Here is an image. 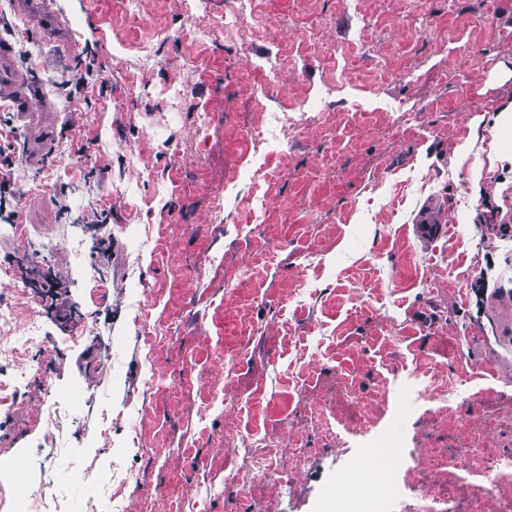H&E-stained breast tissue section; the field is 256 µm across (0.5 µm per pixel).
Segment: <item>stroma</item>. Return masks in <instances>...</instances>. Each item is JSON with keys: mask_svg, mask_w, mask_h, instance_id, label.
Wrapping results in <instances>:
<instances>
[{"mask_svg": "<svg viewBox=\"0 0 512 512\" xmlns=\"http://www.w3.org/2000/svg\"><path fill=\"white\" fill-rule=\"evenodd\" d=\"M14 2L0 39L57 117L33 166L0 99V292L29 339L0 373L52 389L0 404V512L17 482L48 512H323L370 448L400 450L405 512L448 452L512 456V232L479 220L512 207V0H58L100 67L88 108ZM417 223L421 224L419 227L421 236L439 238L446 232L445 221L439 210L434 206H426V208L420 212ZM43 281L41 288L47 289H44L39 296L41 305L46 306L52 312H56L58 316H61L69 307L66 291H62L60 284L49 275L44 274Z\"/></svg>", "mask_w": 512, "mask_h": 512, "instance_id": "35a3bbf8", "label": "stroma"}]
</instances>
